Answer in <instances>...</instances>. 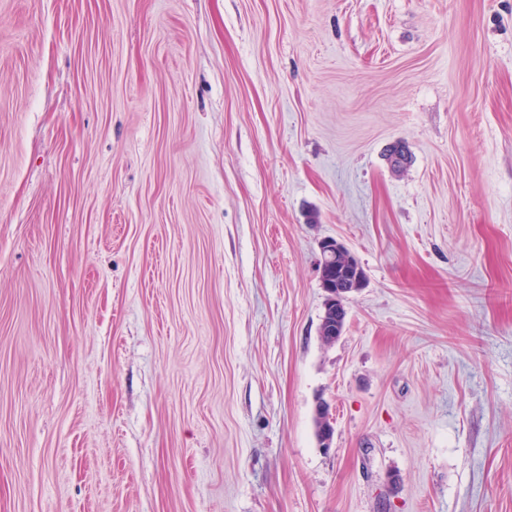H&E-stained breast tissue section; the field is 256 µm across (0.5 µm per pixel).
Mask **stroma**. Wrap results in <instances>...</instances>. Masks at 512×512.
Segmentation results:
<instances>
[{
    "instance_id": "stroma-1",
    "label": "stroma",
    "mask_w": 512,
    "mask_h": 512,
    "mask_svg": "<svg viewBox=\"0 0 512 512\" xmlns=\"http://www.w3.org/2000/svg\"><path fill=\"white\" fill-rule=\"evenodd\" d=\"M0 512H512V0H0ZM320 254L325 262H335L340 256H344L345 260L351 268L356 266L359 274L360 265L355 256L338 240L327 238L320 242ZM321 286L326 293V298L324 302V310L327 312L330 310L333 315L339 313L341 316L337 319L340 320L342 318V304L345 293L348 291L345 288H342L337 282H331L326 278L322 279L321 275Z\"/></svg>"
}]
</instances>
